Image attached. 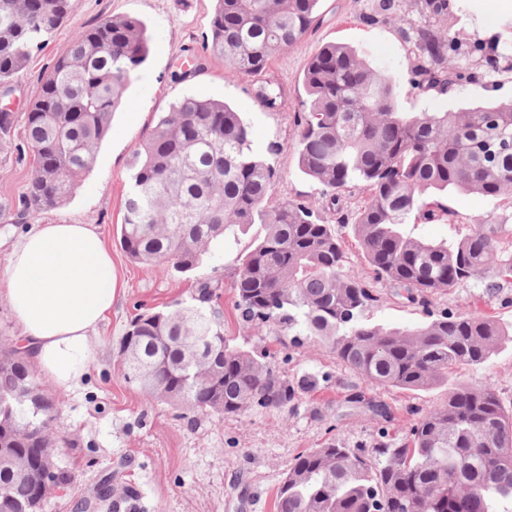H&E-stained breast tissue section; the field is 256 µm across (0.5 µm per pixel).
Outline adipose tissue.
Listing matches in <instances>:
<instances>
[{
	"label": "adipose tissue",
	"mask_w": 512,
	"mask_h": 512,
	"mask_svg": "<svg viewBox=\"0 0 512 512\" xmlns=\"http://www.w3.org/2000/svg\"><path fill=\"white\" fill-rule=\"evenodd\" d=\"M112 254L90 224H35L13 242L0 273L21 329L20 349L58 389L77 388L93 355L92 334L112 309Z\"/></svg>",
	"instance_id": "obj_1"
}]
</instances>
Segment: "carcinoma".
Returning a JSON list of instances; mask_svg holds the SVG:
<instances>
[{"mask_svg": "<svg viewBox=\"0 0 512 512\" xmlns=\"http://www.w3.org/2000/svg\"><path fill=\"white\" fill-rule=\"evenodd\" d=\"M319 2L217 0L207 47L234 70L259 74L320 23ZM68 8V0H0V87L49 43ZM457 11L455 0H377L369 19L395 25L410 45L412 88L445 93L477 68L493 85L512 74V40L468 39L456 28ZM146 58L135 18L103 17L75 34L32 96L24 132L34 173L18 204L0 205L1 222L27 224L72 197ZM302 85L298 168L321 187L335 222L302 200H273L278 172L253 152L240 113L184 96L134 153L121 246L134 262L185 273L218 241L259 224L263 233L239 258L235 279L243 325L321 340L370 385L448 386L444 402L411 410L408 431L392 442L348 448L332 438L298 454L278 488L277 512H512L496 510L512 505V410L489 388L451 383L453 369L481 366L512 342V325L479 309L432 308L435 295L488 268L512 274V224L480 225L451 245L404 231L413 215L454 222V211L429 200L434 191L512 204V102L403 112L396 80L338 43L310 58ZM256 94L271 111L284 104L265 85ZM355 186L366 199L350 216L339 202ZM336 223L351 226L375 279L421 309L422 323L391 328L367 319L383 296L344 275ZM219 288L198 278L190 302L136 315L117 355L125 380L149 400L192 412L294 409L317 377L293 382L271 353L224 336ZM57 405L19 348L1 343L0 512H40L46 495L33 473L45 466L56 487L68 484L53 451Z\"/></svg>", "mask_w": 512, "mask_h": 512, "instance_id": "obj_1", "label": "carcinoma"}]
</instances>
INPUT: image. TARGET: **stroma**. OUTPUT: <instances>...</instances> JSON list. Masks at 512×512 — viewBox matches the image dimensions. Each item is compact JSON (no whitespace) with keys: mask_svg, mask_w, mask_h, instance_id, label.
<instances>
[{"mask_svg":"<svg viewBox=\"0 0 512 512\" xmlns=\"http://www.w3.org/2000/svg\"><path fill=\"white\" fill-rule=\"evenodd\" d=\"M371 2L322 0L319 25L273 57L266 72L251 76L225 67L205 47L216 0H69L62 26L13 77L10 104L15 123L10 135L0 138V204L17 201L26 190L32 161L19 157L25 116L36 87L74 34L105 16L132 17L146 26L148 55L127 88L129 106L116 112L75 194L41 216L45 222L94 225L119 276L112 312L93 334L94 356L80 387L54 393L60 404L54 423L56 462L70 483L45 501L42 512H82L81 501L93 495L105 476L110 479V495L101 512H275L276 491L299 453L332 437L351 448L373 447L384 431L401 437L410 424L408 408L425 409L447 399L444 387L411 392L366 386L325 344L308 339L287 348L269 332L244 327L235 308L234 279L252 235L216 245L210 261L186 274L133 263L120 245L132 154L159 116L183 96L222 100L240 112L251 130L253 151L279 173L274 200L299 199L318 209L325 201L319 187L298 170L296 136L304 117L303 70L324 44H347L401 82L400 104L406 112L457 111L491 99H512L511 75L500 77L494 86L476 78L444 95L406 89L411 65L408 46L392 25L365 22ZM461 6L459 27L483 41L503 33V20L512 17V0H461ZM489 11L498 20L496 28H480L479 18ZM266 81L285 93L280 111L267 110L255 96V87ZM441 201L456 212L455 223L412 218L406 228L413 236L452 243L474 226L508 213L476 194L451 192ZM207 277L222 284L219 308L225 335L250 350L277 352L289 378L317 376V388L301 394L293 411L249 410L227 417L197 414L187 421L179 410L147 402L124 382L117 353L131 319L145 309H160L188 297L195 280ZM490 279V273L480 274L465 286L437 295L433 305L455 313L479 308L511 325L512 279L501 280L494 291L486 288ZM377 287L384 301L371 311L372 322L403 326L423 321L421 310L396 296L388 284L381 281ZM455 376L459 382L492 389L504 406L511 407L512 343L482 366L460 367ZM360 392L366 400L386 404L392 421L375 416L365 403L353 402V395Z\"/></svg>","mask_w":512,"mask_h":512,"instance_id":"stroma-1","label":"stroma"}]
</instances>
